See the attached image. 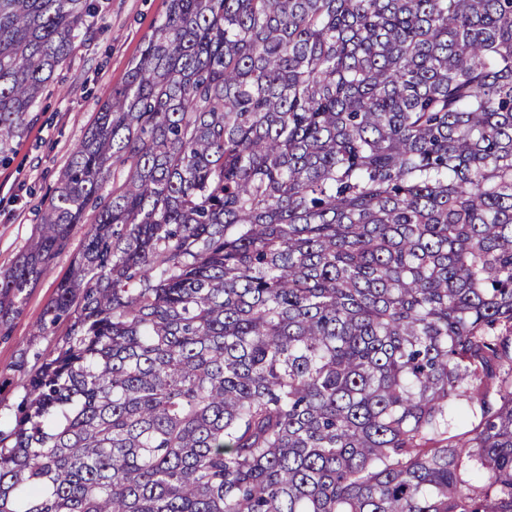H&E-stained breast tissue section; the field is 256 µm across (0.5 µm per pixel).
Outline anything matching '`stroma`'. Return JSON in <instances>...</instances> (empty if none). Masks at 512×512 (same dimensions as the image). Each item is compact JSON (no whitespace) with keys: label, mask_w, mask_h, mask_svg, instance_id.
<instances>
[{"label":"stroma","mask_w":512,"mask_h":512,"mask_svg":"<svg viewBox=\"0 0 512 512\" xmlns=\"http://www.w3.org/2000/svg\"><path fill=\"white\" fill-rule=\"evenodd\" d=\"M103 13L89 39L78 41L31 111L30 122L0 163V273L24 251L38 212L59 172L81 142L100 104L121 90L130 63L166 11L167 0H102ZM84 241L76 230L32 289L20 315L0 335V421L9 422L24 390L18 364L44 348L35 326Z\"/></svg>","instance_id":"35a3bbf8"}]
</instances>
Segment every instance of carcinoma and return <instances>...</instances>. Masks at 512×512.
<instances>
[{
    "label": "carcinoma",
    "instance_id": "carcinoma-1",
    "mask_svg": "<svg viewBox=\"0 0 512 512\" xmlns=\"http://www.w3.org/2000/svg\"><path fill=\"white\" fill-rule=\"evenodd\" d=\"M98 10L0 0L1 155ZM80 226L0 512H512V0H168L1 322Z\"/></svg>",
    "mask_w": 512,
    "mask_h": 512
}]
</instances>
